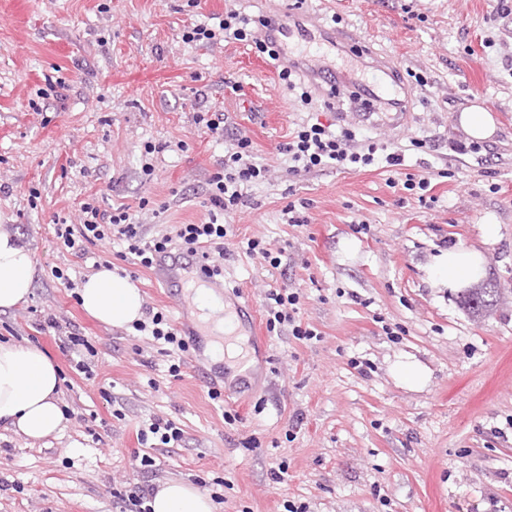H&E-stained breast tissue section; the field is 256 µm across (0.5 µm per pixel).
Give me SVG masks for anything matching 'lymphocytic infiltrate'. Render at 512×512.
I'll list each match as a JSON object with an SVG mask.
<instances>
[{"instance_id": "obj_1", "label": "lymphocytic infiltrate", "mask_w": 512, "mask_h": 512, "mask_svg": "<svg viewBox=\"0 0 512 512\" xmlns=\"http://www.w3.org/2000/svg\"><path fill=\"white\" fill-rule=\"evenodd\" d=\"M275 21L261 16L251 18L235 9H227L218 24H194L185 27L182 39L187 43H217L236 41L255 46L271 60L280 54L274 38ZM287 156L291 174L311 173L328 167L345 173L366 170L378 163L386 167H400L405 155L388 151L373 140L358 139L349 127L332 130L322 122L304 123L294 127L288 140L278 147ZM268 168L259 163L250 138L242 133L232 135L224 152L220 168L206 182L203 204L208 207V220L201 224H178L173 231L161 236H148L139 220L140 210L150 201L140 198L137 207L119 205L109 210L86 202L80 207L78 223L55 225L58 242L76 254H84L86 245L115 243L119 259H132L142 268H153L158 256L172 251L202 253L210 276L224 274V243L235 240L236 250L247 257H262L271 266H279L280 257L274 256L268 243L260 238L235 239L233 216L246 207V186L266 181ZM299 292L285 287L270 288L262 297V307L268 332L288 333L299 340L315 338L314 329L304 326L299 317ZM136 331L151 336L153 342L164 345L165 356L188 349L187 341L163 312L150 313L148 321L135 323Z\"/></svg>"}]
</instances>
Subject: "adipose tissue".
Here are the masks:
<instances>
[{"instance_id":"obj_1","label":"adipose tissue","mask_w":512,"mask_h":512,"mask_svg":"<svg viewBox=\"0 0 512 512\" xmlns=\"http://www.w3.org/2000/svg\"><path fill=\"white\" fill-rule=\"evenodd\" d=\"M36 262L19 236L0 229V312L15 308L32 293ZM432 287L456 290L485 276L474 248L450 247L429 267ZM83 309L102 324L127 328L142 317L143 299L130 280L109 267L87 277L79 289ZM60 377L39 347L0 342V427L38 441L61 433L66 416L59 399ZM151 512H213L212 500L196 486L178 480L161 483L147 502Z\"/></svg>"}]
</instances>
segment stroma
<instances>
[{"mask_svg": "<svg viewBox=\"0 0 512 512\" xmlns=\"http://www.w3.org/2000/svg\"><path fill=\"white\" fill-rule=\"evenodd\" d=\"M494 5L305 0L301 15L344 36L327 67L366 82L408 68L432 80L398 114L365 120L349 105L342 123L362 139L431 148L408 150L395 173L293 176L277 147L306 113L280 87L277 62L239 42L181 39L191 20L222 16L225 0H0V228L20 235L37 267L27 302L0 313V341L52 358L68 413L59 435L38 442L0 429V512H119L116 492L168 479L222 495L215 512H284L290 501L308 512H512V72L502 64L512 41L483 50ZM58 78L63 97L30 107ZM196 103L224 113L269 166L234 232L282 252L277 268L228 252L225 306L285 285L301 292L300 317L318 334L266 336L242 388L204 344L170 377L157 345L99 323L53 275L79 284L109 261L134 278L144 308L175 315L153 271L107 246L85 258L67 252L53 226L77 223L91 198L107 210L149 198L159 207L141 215L151 236L206 221L197 194L224 143L198 127ZM474 103L491 105L497 132L481 155L451 156L450 143L465 138L457 115ZM147 141L164 147L149 177ZM427 173L431 200L402 189ZM301 200L307 224L286 223L283 208ZM487 224L495 237L484 236ZM456 245L480 249L501 288L485 317L427 281L432 257ZM51 316L80 327L96 351L92 374L40 332ZM407 360L423 367L422 387L399 376ZM213 385L222 398H210ZM154 417L184 430L181 447L142 449L137 432ZM282 462L288 476L278 483L271 472Z\"/></svg>", "mask_w": 512, "mask_h": 512, "instance_id": "35a3bbf8", "label": "stroma"}]
</instances>
